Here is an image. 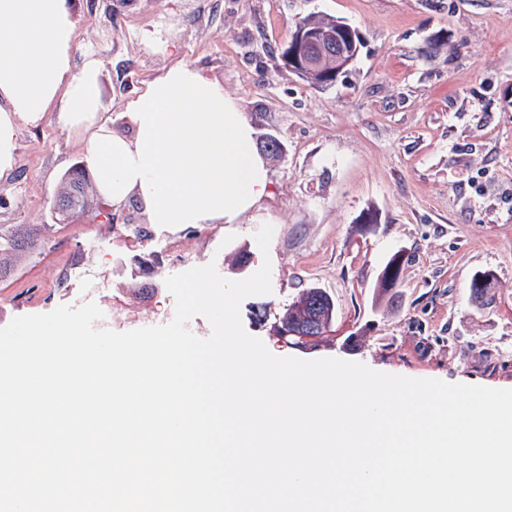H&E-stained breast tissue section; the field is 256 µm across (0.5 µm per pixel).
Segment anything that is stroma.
<instances>
[{
	"label": "stroma",
	"instance_id": "stroma-1",
	"mask_svg": "<svg viewBox=\"0 0 512 512\" xmlns=\"http://www.w3.org/2000/svg\"><path fill=\"white\" fill-rule=\"evenodd\" d=\"M72 65L102 61L115 133L128 136L127 100L182 60L237 99L256 136L274 135L270 196L237 224L176 233L148 223L137 200L106 222L97 208L56 202L82 144L55 115L23 126L14 172L0 181L1 224H48L41 254L0 279V328L18 316L77 306L85 287H60L86 258L99 275L107 329L169 323L168 276L215 265L230 280L271 262L272 292L240 306L245 331L277 356L337 358L450 383L512 388V0H69ZM312 13L341 18L363 46L335 85L317 89L279 54ZM160 32L173 55L142 31ZM378 222L363 227V215ZM274 234L261 252L255 234ZM404 251L395 287L378 288ZM494 275L477 305L475 274ZM336 303L329 331L297 347L274 327L310 287Z\"/></svg>",
	"mask_w": 512,
	"mask_h": 512
}]
</instances>
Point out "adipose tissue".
<instances>
[{
  "label": "adipose tissue",
  "mask_w": 512,
  "mask_h": 512,
  "mask_svg": "<svg viewBox=\"0 0 512 512\" xmlns=\"http://www.w3.org/2000/svg\"><path fill=\"white\" fill-rule=\"evenodd\" d=\"M75 33L67 0H0V178L13 170L20 123L55 106L82 138L100 193L115 206L136 197L148 223L235 224L269 196L253 126L221 82L188 63L169 67L126 103L133 136L117 135L98 59L72 68Z\"/></svg>",
  "instance_id": "ef3b65f1"
}]
</instances>
